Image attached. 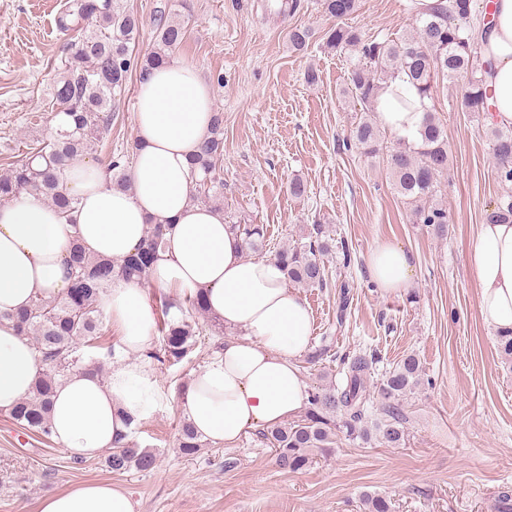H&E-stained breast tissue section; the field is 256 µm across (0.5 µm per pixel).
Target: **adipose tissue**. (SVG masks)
I'll return each instance as SVG.
<instances>
[{
  "label": "adipose tissue",
  "mask_w": 512,
  "mask_h": 512,
  "mask_svg": "<svg viewBox=\"0 0 512 512\" xmlns=\"http://www.w3.org/2000/svg\"><path fill=\"white\" fill-rule=\"evenodd\" d=\"M492 29L483 52L493 68L491 120L512 128V0H490ZM428 99L402 80L385 84L376 118L385 129L416 137ZM213 102L198 70L171 61L138 86L137 158L132 191L112 187L104 169L81 160L66 176L79 204L66 216L30 195L0 206V412L26 397L42 367L40 353L7 317L35 296L61 298L71 281L65 261L72 242L87 255L121 261L133 254L148 225L167 227L168 246L148 280L113 277L104 305L120 331L119 352L106 376L77 369L57 386L51 437L70 455L95 458L123 446L137 423L172 396L143 354L156 335L148 287L168 291L172 315L184 294L202 293L209 312L233 337L194 371L184 411L202 438L232 446L250 430L269 429L300 413L307 400L299 357L314 334L312 313L272 258L248 259L224 214L191 200L189 159L208 137ZM469 262L479 288V313L495 333L512 332V223L485 222L471 239ZM412 257L377 243L367 269L387 292L409 288ZM120 488L85 483L41 498L39 512H136Z\"/></svg>",
  "instance_id": "adipose-tissue-1"
}]
</instances>
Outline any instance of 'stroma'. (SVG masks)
<instances>
[{
    "mask_svg": "<svg viewBox=\"0 0 512 512\" xmlns=\"http://www.w3.org/2000/svg\"><path fill=\"white\" fill-rule=\"evenodd\" d=\"M64 2L0 0V169L49 135L48 122L36 116L60 63L64 37L55 21ZM268 2L192 0L186 41L175 55L198 69L224 113V217L264 225L266 258L312 225L325 226L329 284L299 293L312 309L315 338H326L331 354L300 363V374L314 388L338 380L339 354H377L382 373L417 353L427 381L402 405L406 444L341 435L330 456L286 472L272 445L251 430L234 446L209 443L186 457L178 451L184 413L176 401L133 431L155 453V467L116 474L100 457L75 463L55 442L0 412V512H39L42 497L85 482L118 486L138 502V512H363L367 493L389 497L393 512H502L498 495L512 491V360L501 358L495 333L480 318L468 261L478 224L506 192L492 164L491 122L458 110L462 81L438 84L431 110L444 128L448 169L437 201L449 224L436 236L415 222L382 159L345 143L362 116L343 94L349 54L325 52L318 38L301 53L288 47V26L329 27L319 0H301L290 16ZM415 17L409 0H360L350 22L364 35L395 38L412 29ZM311 68L319 74L313 84L305 81ZM136 97L132 86L116 101L112 133L91 162L105 166L133 141ZM294 178L306 186L303 197L288 191ZM381 240L414 257L405 291L385 292L369 276L366 257ZM344 281L350 304L340 326ZM199 331L183 361L154 363L164 389L182 394L232 335L209 315L200 318Z\"/></svg>",
    "mask_w": 512,
    "mask_h": 512,
    "instance_id": "1",
    "label": "stroma"
}]
</instances>
